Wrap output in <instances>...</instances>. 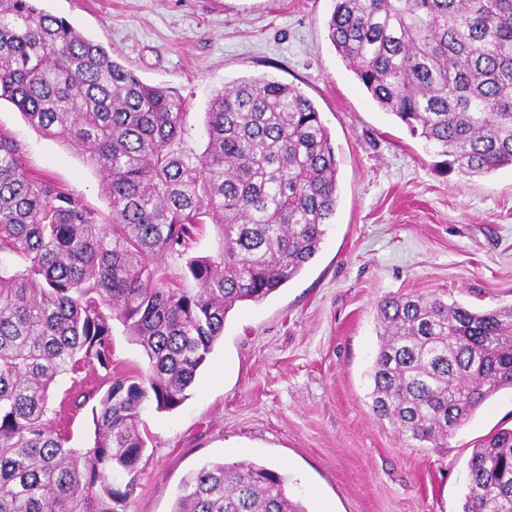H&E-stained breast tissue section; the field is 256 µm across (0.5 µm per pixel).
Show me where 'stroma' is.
Listing matches in <instances>:
<instances>
[{"instance_id": "stroma-1", "label": "stroma", "mask_w": 512, "mask_h": 512, "mask_svg": "<svg viewBox=\"0 0 512 512\" xmlns=\"http://www.w3.org/2000/svg\"><path fill=\"white\" fill-rule=\"evenodd\" d=\"M145 83L180 93L187 140L232 81L300 89L327 127L338 205L315 258L263 302L237 304L172 411L141 415L146 449L126 512H172L212 462L252 461L288 478L308 512H461L473 449L512 427V388L487 399L441 451L406 446L371 408L368 376L384 296L439 294L512 305V168L466 176L381 109L328 39L333 0H41ZM0 133L31 172L100 221L93 168L0 101Z\"/></svg>"}]
</instances>
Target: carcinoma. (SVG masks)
<instances>
[{
	"label": "carcinoma",
	"mask_w": 512,
	"mask_h": 512,
	"mask_svg": "<svg viewBox=\"0 0 512 512\" xmlns=\"http://www.w3.org/2000/svg\"><path fill=\"white\" fill-rule=\"evenodd\" d=\"M39 0H0V100L76 150L112 209L103 224L31 174L0 134V512H124L145 448L141 413L180 406L239 302H261L319 252L337 206V161L312 101L265 76L210 100L202 152L186 101L143 83ZM337 53L371 98L469 175L512 166V0H334ZM212 225L191 288L157 267ZM22 260L19 268L6 257ZM372 410L420 448L448 440L512 387V306L442 296L378 301ZM147 358L112 375V327ZM102 371L94 442L69 448L46 418L57 378ZM173 512H307L254 462L209 463ZM462 512H512V428L472 452Z\"/></svg>",
	"instance_id": "1"
}]
</instances>
